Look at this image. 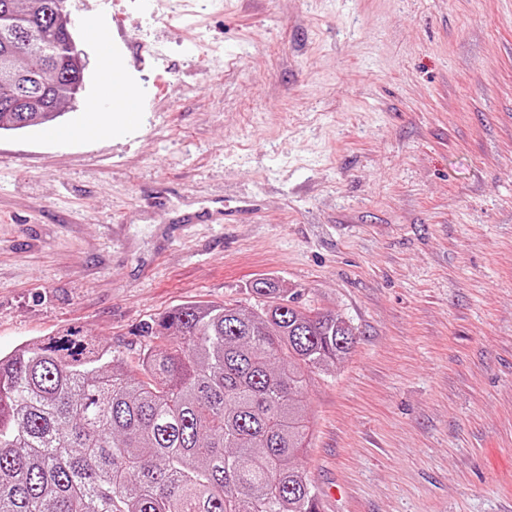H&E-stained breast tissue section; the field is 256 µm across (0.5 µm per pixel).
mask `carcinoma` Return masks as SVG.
<instances>
[{
	"label": "carcinoma",
	"mask_w": 512,
	"mask_h": 512,
	"mask_svg": "<svg viewBox=\"0 0 512 512\" xmlns=\"http://www.w3.org/2000/svg\"><path fill=\"white\" fill-rule=\"evenodd\" d=\"M65 0H0V132L46 125L81 89ZM40 79L27 112L6 106ZM258 304L188 303L147 324L145 379L79 330L0 353V512H316L297 466L302 390L355 331L272 278Z\"/></svg>",
	"instance_id": "cac0c4a2"
}]
</instances>
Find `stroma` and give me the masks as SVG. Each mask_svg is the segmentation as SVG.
<instances>
[{
  "instance_id": "1",
  "label": "stroma",
  "mask_w": 512,
  "mask_h": 512,
  "mask_svg": "<svg viewBox=\"0 0 512 512\" xmlns=\"http://www.w3.org/2000/svg\"><path fill=\"white\" fill-rule=\"evenodd\" d=\"M84 89L0 133V352L274 278L356 329L303 399L328 512H512V0H67ZM142 97L112 135L98 42ZM235 217L188 224L216 198Z\"/></svg>"
}]
</instances>
